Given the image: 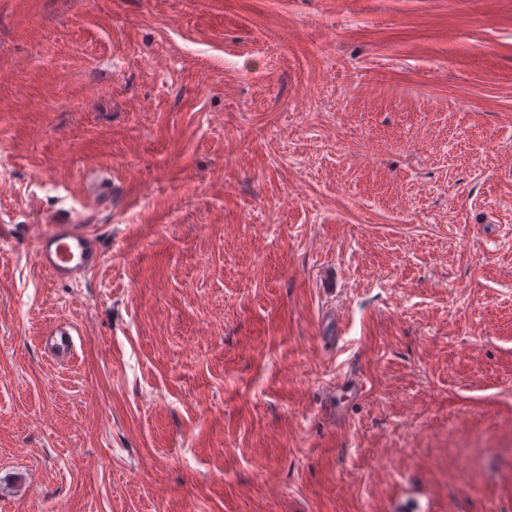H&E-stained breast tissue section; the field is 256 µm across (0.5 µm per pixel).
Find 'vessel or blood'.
Segmentation results:
<instances>
[{
    "label": "vessel or blood",
    "mask_w": 512,
    "mask_h": 512,
    "mask_svg": "<svg viewBox=\"0 0 512 512\" xmlns=\"http://www.w3.org/2000/svg\"><path fill=\"white\" fill-rule=\"evenodd\" d=\"M37 259L60 281L95 270L102 262L98 239L71 224H59L37 241Z\"/></svg>",
    "instance_id": "obj_1"
}]
</instances>
